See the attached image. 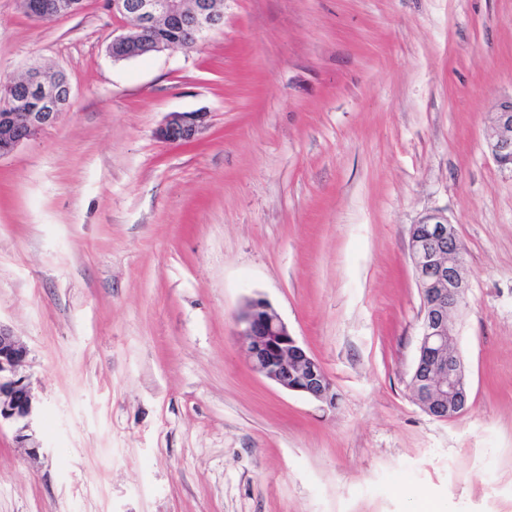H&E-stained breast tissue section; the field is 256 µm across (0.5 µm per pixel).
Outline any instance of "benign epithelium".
<instances>
[{"label":"benign epithelium","instance_id":"obj_1","mask_svg":"<svg viewBox=\"0 0 512 512\" xmlns=\"http://www.w3.org/2000/svg\"><path fill=\"white\" fill-rule=\"evenodd\" d=\"M124 21L112 37L113 61L155 55L170 48L199 47L224 26L218 0H108ZM84 0H22L25 13L48 21L79 12ZM73 92L66 75L32 67L18 79L0 81V157L12 153L54 125L71 108ZM208 127L206 112H171L155 130L166 143L190 144ZM486 145L496 163L512 170V97L499 102L486 127ZM409 256L421 299L420 342L410 386L417 404L443 421L469 408L464 361L456 348L454 315L466 304L470 271L462 257L455 225L439 211L420 217L410 232ZM236 323L246 340L251 369L288 392L336 408V390L321 363L291 333L272 304L257 296L245 300ZM28 349L11 329L0 325V422L22 424L27 434L37 413L31 383L18 375Z\"/></svg>","mask_w":512,"mask_h":512}]
</instances>
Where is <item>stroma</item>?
<instances>
[{
  "label": "stroma",
  "instance_id": "stroma-1",
  "mask_svg": "<svg viewBox=\"0 0 512 512\" xmlns=\"http://www.w3.org/2000/svg\"><path fill=\"white\" fill-rule=\"evenodd\" d=\"M199 49L115 62L106 0H0V75L60 69L70 111L0 158V323L29 355L32 453L0 423V512H512V0H224ZM209 112L195 143L172 112ZM454 224L470 403L409 386L410 230ZM265 297L336 410L255 374ZM83 5L84 0H22L25 13L41 21L77 13ZM485 139L496 163L512 171V96L501 100L491 113ZM209 112H172L155 130L156 139L166 143L190 144L208 127Z\"/></svg>",
  "mask_w": 512,
  "mask_h": 512
}]
</instances>
